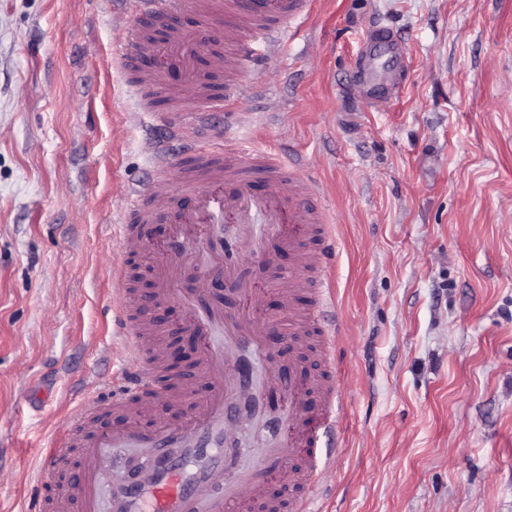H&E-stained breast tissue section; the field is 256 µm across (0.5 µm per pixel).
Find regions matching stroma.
Returning a JSON list of instances; mask_svg holds the SVG:
<instances>
[{
  "mask_svg": "<svg viewBox=\"0 0 512 512\" xmlns=\"http://www.w3.org/2000/svg\"><path fill=\"white\" fill-rule=\"evenodd\" d=\"M408 49L358 89L365 31ZM151 19L128 0H0V512H25L45 437L119 383L111 227L153 176L122 65ZM246 138L302 159L336 231L334 471L317 512H512V0H315L303 37L255 59ZM267 314L288 266L242 258ZM224 428L235 473L271 428Z\"/></svg>",
  "mask_w": 512,
  "mask_h": 512,
  "instance_id": "obj_1",
  "label": "stroma"
}]
</instances>
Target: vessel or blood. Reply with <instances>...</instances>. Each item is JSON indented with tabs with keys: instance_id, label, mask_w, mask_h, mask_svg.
<instances>
[{
	"instance_id": "b4317fda",
	"label": "vessel or blood",
	"mask_w": 512,
	"mask_h": 512,
	"mask_svg": "<svg viewBox=\"0 0 512 512\" xmlns=\"http://www.w3.org/2000/svg\"><path fill=\"white\" fill-rule=\"evenodd\" d=\"M314 0H190L196 13L221 26L209 31L173 29L163 38H134L141 63L140 88L158 89L180 102L177 112L163 113L168 132L192 134L188 163L182 171L184 191L169 188L165 143L152 148L155 176L131 192L114 238L120 252L141 242L147 225L166 215L174 229L152 265L149 295L131 294L122 262L112 267V288L122 303L113 312L112 332L122 349L138 353L124 366L123 380L112 389V410L121 426L101 427L89 410L64 420L50 436L40 473L41 483L54 480V467L72 449L80 464L51 502L53 512H284L290 490L311 487L320 473L335 468L337 451L330 443L338 424L342 395L330 367L335 361V328L324 319L336 305L327 253L333 233L316 183L301 163L281 161L277 154L247 145L237 134L250 128L254 116L233 113L229 137L217 135L199 106L222 96L205 73L235 76L240 93L257 84L248 65L263 52L281 47L282 37L296 39L311 15ZM135 11L159 17L180 8V0H131ZM238 224L233 245L215 247L205 235L209 224ZM305 225L320 239L322 250L301 247L296 225ZM287 251L292 270L278 292L288 312L287 334L296 357L289 359L292 383L272 376L266 388L249 382L252 361L266 358L264 336L275 320L229 312L207 302L208 282L200 280L188 295L176 285L184 267L198 254L224 268V276L241 294L249 282L236 266L239 254ZM182 300L187 325L201 338L199 367L194 376L154 384L164 368L163 335L169 331L154 318L152 303ZM223 331V348L212 347L214 331ZM251 402L259 418L278 421L287 431L279 447L267 449L252 473L240 480L226 475L224 420L233 400Z\"/></svg>"
}]
</instances>
